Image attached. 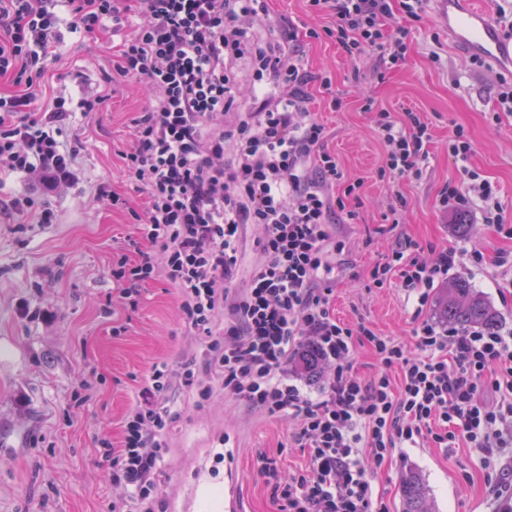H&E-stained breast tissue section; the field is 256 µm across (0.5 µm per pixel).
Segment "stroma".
<instances>
[{
	"instance_id": "stroma-1",
	"label": "stroma",
	"mask_w": 512,
	"mask_h": 512,
	"mask_svg": "<svg viewBox=\"0 0 512 512\" xmlns=\"http://www.w3.org/2000/svg\"><path fill=\"white\" fill-rule=\"evenodd\" d=\"M272 18H285L303 37L299 50L316 77L307 87L311 108L325 128V148L357 185L347 197L351 223L336 227L345 244L344 269L332 300L337 320L368 325L377 335L413 344L411 307L394 285L372 287L370 270L399 238L426 249L465 246L494 257L512 250V240L482 222L478 211L444 215L437 207L441 188L458 178L448 155V138L464 128L473 144L472 168L497 184L506 223L512 224V118L494 124L495 72L476 68L448 35L436 11L409 23L410 50L398 69L382 74L353 63L328 38L305 39L334 18L314 12L307 0H270ZM111 32L97 36L65 33L59 63L49 83L71 75L68 89L84 85L107 96L102 110L75 115L63 135L65 145L82 142L75 166L77 185L60 191L56 218L0 219V512H109L121 490L107 478L105 446L120 448L125 418L135 403L144 374L154 364H176L197 352L187 336L176 288L164 277L146 287L137 309L117 306L112 258L136 231L134 211L144 197L134 190L119 154L131 143V121L147 104L144 86L110 79ZM440 63H433L432 54ZM329 76L323 90L318 75ZM343 103L333 109V94ZM375 110L395 117L423 113L432 143L429 167L421 179L380 176L384 147L363 110L364 97ZM127 199L117 209L95 197L101 180ZM406 209L391 214L397 196ZM466 223V234L454 226ZM494 266H462L463 277L499 312L512 329V298L501 301L489 284ZM182 390L174 404L181 416L167 433L169 456L161 477L168 512H197L193 493L200 478L212 487L230 484L231 512H281V503L260 471L261 457L275 460L281 476L306 466L307 456L292 442L295 424L264 414L244 402L215 393L204 408ZM228 437L230 458L216 462L220 437ZM476 448H407L379 468L378 490L390 512H401L402 479L418 470L429 489L431 512H494Z\"/></svg>"
}]
</instances>
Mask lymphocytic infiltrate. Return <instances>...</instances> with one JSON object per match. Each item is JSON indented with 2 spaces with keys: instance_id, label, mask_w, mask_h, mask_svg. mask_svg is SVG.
I'll use <instances>...</instances> for the list:
<instances>
[{
  "instance_id": "1",
  "label": "lymphocytic infiltrate",
  "mask_w": 512,
  "mask_h": 512,
  "mask_svg": "<svg viewBox=\"0 0 512 512\" xmlns=\"http://www.w3.org/2000/svg\"><path fill=\"white\" fill-rule=\"evenodd\" d=\"M308 2L332 13L323 34L350 60L386 71L404 64L407 24L420 21L431 0ZM108 27L123 35L113 70L151 93L132 121L133 146L121 155L146 203L135 237L112 260L117 302L137 307L144 285L164 275L200 351L178 368H151L121 447L105 450L112 482L123 490L112 512H167L160 477L178 417L171 396L185 388L200 406L219 389L296 421L293 439L307 466L281 483L273 460L261 465L283 512H390L374 481L396 449L462 442L481 450L498 512H512V481L497 463L512 432V331L461 332L427 315L434 290L461 265L493 262L511 288L512 251L491 260L465 247L427 254L399 239L370 277L379 288L396 281L411 301L414 345L336 320L331 301L344 245L332 224L345 203L333 189L345 173L308 108L312 76L296 47L298 30L273 20L267 0H0V77L14 87L0 94V169L25 182L0 214L53 223L55 192L78 182L75 152L61 142L72 111L64 95L47 94L45 77L60 59L64 31ZM238 60L248 65L259 109L242 103L231 69ZM363 109L384 147L381 173L421 178L432 139L424 116L410 112L400 121L368 103ZM472 152L456 128L448 154L459 177L442 189L438 206L445 213L477 207L483 223L512 239L500 190L470 167ZM249 226L257 259L239 283ZM362 343L380 363L368 379L354 370ZM306 352L323 380L314 396L290 377Z\"/></svg>"
}]
</instances>
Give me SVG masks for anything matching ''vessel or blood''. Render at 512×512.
<instances>
[{
    "label": "vessel or blood",
    "instance_id": "b4317fda",
    "mask_svg": "<svg viewBox=\"0 0 512 512\" xmlns=\"http://www.w3.org/2000/svg\"><path fill=\"white\" fill-rule=\"evenodd\" d=\"M443 22L471 55L512 68V38L503 35L486 9L472 6L471 0H448Z\"/></svg>",
    "mask_w": 512,
    "mask_h": 512
}]
</instances>
